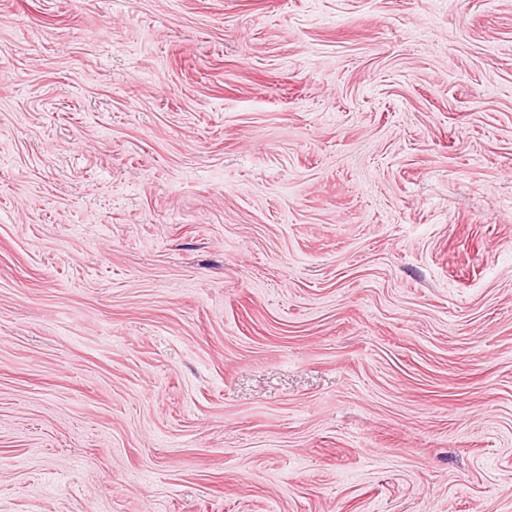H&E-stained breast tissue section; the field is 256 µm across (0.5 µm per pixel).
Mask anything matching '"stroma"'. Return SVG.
I'll return each mask as SVG.
<instances>
[{"label": "stroma", "mask_w": 512, "mask_h": 512, "mask_svg": "<svg viewBox=\"0 0 512 512\" xmlns=\"http://www.w3.org/2000/svg\"><path fill=\"white\" fill-rule=\"evenodd\" d=\"M0 512H512V0H0Z\"/></svg>", "instance_id": "35a3bbf8"}]
</instances>
